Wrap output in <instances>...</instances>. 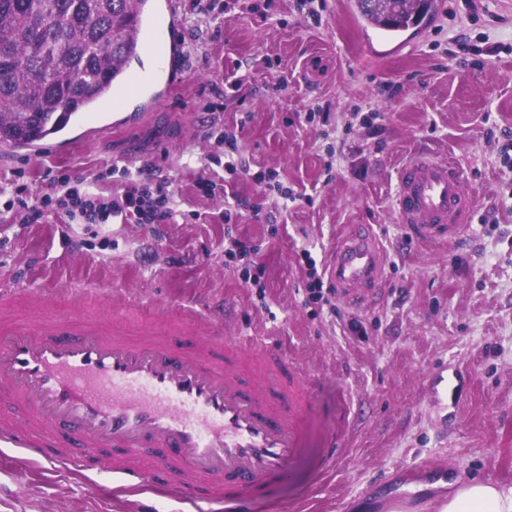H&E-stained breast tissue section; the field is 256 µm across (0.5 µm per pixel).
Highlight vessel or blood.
<instances>
[{"label":"vessel or blood","instance_id":"obj_1","mask_svg":"<svg viewBox=\"0 0 512 512\" xmlns=\"http://www.w3.org/2000/svg\"><path fill=\"white\" fill-rule=\"evenodd\" d=\"M179 0H152L142 31L150 68L137 89L170 92L179 44ZM462 168L428 152L399 171L396 209L419 239L448 242L468 224L476 197ZM382 259L374 236L344 237L329 260L344 291L375 287ZM0 397L29 409L0 416V440L30 458L87 470L90 460L121 486L139 487L143 450L153 478L196 512H247L287 474L311 408L306 374L258 339L220 337L178 349L167 339L105 332L73 317L17 323L0 338Z\"/></svg>","mask_w":512,"mask_h":512}]
</instances>
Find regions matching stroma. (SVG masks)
Segmentation results:
<instances>
[{"mask_svg":"<svg viewBox=\"0 0 512 512\" xmlns=\"http://www.w3.org/2000/svg\"><path fill=\"white\" fill-rule=\"evenodd\" d=\"M192 67L171 100L133 98L123 127L36 156L0 143V184L24 171L31 190L62 167L93 179L127 163L169 179L178 211L199 222L18 224L0 214V290L29 317L76 314L127 335L153 329L184 345L200 332L264 336L301 366L312 407L286 480L250 512H438L450 482L512 488V171L487 135L512 129V0H444L420 31L395 39L358 19L352 0H227L195 20L180 0ZM469 37L468 50L451 39ZM236 76L238 88L225 83ZM397 92H390V85ZM222 103L217 112L208 102ZM235 131L243 171L224 169L219 127ZM427 151L459 162L477 206L459 239L412 236L394 207L397 171ZM209 159L219 188L194 181ZM274 170L299 193L284 204L254 176ZM257 247L264 293L224 253L225 211ZM367 227L382 253L378 287L351 300L331 288L308 302L302 250L327 268L336 244ZM149 311L133 312L134 299ZM343 454L318 467L329 443ZM435 472L411 483L416 468ZM0 512H190L169 493L118 491L111 474L27 459L0 442Z\"/></svg>","mask_w":512,"mask_h":512,"instance_id":"35a3bbf8","label":"stroma"}]
</instances>
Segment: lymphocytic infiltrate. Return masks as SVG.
I'll return each mask as SVG.
<instances>
[{
    "label": "lymphocytic infiltrate",
    "mask_w": 512,
    "mask_h": 512,
    "mask_svg": "<svg viewBox=\"0 0 512 512\" xmlns=\"http://www.w3.org/2000/svg\"><path fill=\"white\" fill-rule=\"evenodd\" d=\"M112 177L121 186L113 194L89 190L85 181L71 179L65 170L50 169L36 194H29L26 184L13 183L6 208L23 224H45L63 215L82 217L89 224H109L120 217L133 218L138 224L174 223L176 212L167 180L116 165L99 175L103 181Z\"/></svg>",
    "instance_id": "1"
}]
</instances>
